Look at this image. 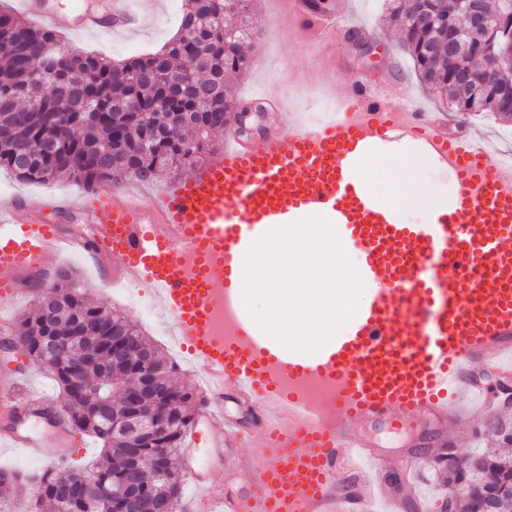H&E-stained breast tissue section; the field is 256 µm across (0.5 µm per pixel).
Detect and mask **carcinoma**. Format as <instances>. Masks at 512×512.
<instances>
[{"label": "carcinoma", "instance_id": "obj_1", "mask_svg": "<svg viewBox=\"0 0 512 512\" xmlns=\"http://www.w3.org/2000/svg\"><path fill=\"white\" fill-rule=\"evenodd\" d=\"M238 6L227 0H185L180 32L160 51L112 61L92 51L70 53L58 35L8 11H0V167L23 181L73 178L92 190L117 176L151 183L164 174L196 162L212 147L210 134L235 123L230 107L236 100L227 79L249 68L242 48L258 36L250 22L251 0ZM495 23L512 25V9L502 0H481ZM390 19L401 34L400 48L410 58L423 84L448 100L455 111L491 112L504 119L512 111L498 98L460 86L462 73L478 62L482 48L475 41L448 53V35L438 24L419 25L406 0H395ZM205 87L222 90L208 100L177 96L173 87L186 72ZM55 299L36 296L31 312L12 326L14 348L47 370L62 389L70 433L95 438L104 458L86 466L65 465L40 475L0 471V512H11L10 500L24 483L37 486L31 512L48 503L53 512H118L123 500L138 498L137 512H158L178 503L182 473L172 456L192 425L193 392L171 381L175 365L124 315L85 299L76 275L59 270ZM129 336L131 356L112 359V328ZM55 355H46L49 340ZM153 356L152 377L161 390L141 396L143 408L166 421L170 432L161 440L167 455L159 473L145 448L137 461L131 441L112 432V418L126 413L125 398L137 390L138 356ZM448 493L458 496V512H477L481 490L498 488L497 512H512V457L477 450L450 452L444 459ZM137 464L139 484L128 486L127 471ZM98 480L87 485L85 470Z\"/></svg>", "mask_w": 512, "mask_h": 512}]
</instances>
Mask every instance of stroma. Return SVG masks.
<instances>
[{
  "instance_id": "35a3bbf8",
  "label": "stroma",
  "mask_w": 512,
  "mask_h": 512,
  "mask_svg": "<svg viewBox=\"0 0 512 512\" xmlns=\"http://www.w3.org/2000/svg\"><path fill=\"white\" fill-rule=\"evenodd\" d=\"M275 0H255L253 24L259 32L257 40L247 48L250 60L248 72L232 85L238 102H245L255 91L272 84L278 87L288 103L300 112H317L323 105L322 85L345 83L363 76L372 77L387 90H400L411 95L433 114L441 117L452 132L462 130L488 137L496 152L512 148L504 132L512 128V122L497 116L480 114L463 116L450 111L432 91L418 81L406 56L399 47L400 34L387 21L390 0H336L338 12L350 15L361 24L358 36L375 46L374 61L357 58L346 30L338 32V46L343 64L336 71H328L316 63L321 49L312 41L310 33L291 30L288 22H271ZM183 0H158L157 8L147 11L144 27L127 32L102 33L97 35H71L70 48L96 52L111 60H124L155 52L164 45L178 28ZM83 184L61 179L53 182H32L17 179L11 172L0 170V199L20 201L22 209L32 219L54 220L53 207L56 202H66L71 211H79L85 201ZM73 269L86 297L103 303L135 322L145 334L154 339L162 349H169L167 337L158 335L156 327L166 318L157 303H150V318H143L138 309L127 305L123 296L114 294L111 284L101 279L102 273L111 272V265H100L94 254L75 248L50 257L39 272L19 277L16 296L0 312L7 320L31 309L37 292L51 286L59 268ZM17 369L25 386L52 398L56 408H63L65 401L57 383L47 371L33 364L21 351L0 353V369ZM487 389L484 411L478 417L477 429L455 423L445 431H438L431 424L414 430L396 429L380 424H365L364 432L381 451L398 447L405 448L417 462L416 496L406 504L405 512H442L446 488L433 464L438 449L452 446L460 451L474 448H490L494 440L487 428L491 413L498 407L495 397L499 386L497 376L491 372L480 375ZM57 453L50 438H43L40 447L20 449L0 447V469L21 473H39L49 467L50 459Z\"/></svg>"
}]
</instances>
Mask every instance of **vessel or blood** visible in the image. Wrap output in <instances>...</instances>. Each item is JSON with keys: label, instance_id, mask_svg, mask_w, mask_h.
<instances>
[{"label": "vessel or blood", "instance_id": "obj_1", "mask_svg": "<svg viewBox=\"0 0 512 512\" xmlns=\"http://www.w3.org/2000/svg\"><path fill=\"white\" fill-rule=\"evenodd\" d=\"M298 31L324 36L332 17L309 14L304 0H281ZM30 22L68 17L77 34L139 29V0L103 13L68 11L63 0H18ZM336 112L316 126L295 121L276 88L261 102L280 115L273 135L224 134L214 160L175 182L150 204L102 185L71 234L0 205V299L20 272L75 243L117 260L114 280L150 281L181 346L204 370L202 405L181 450L196 493L194 512H399L415 484L392 490L385 467L410 470L408 456H383L362 431L370 421L410 427L457 416L475 419L484 387L475 370L512 373V166L490 158V144L451 134L410 97L355 80L331 85ZM401 133L425 143L458 178L452 210L430 224H398L350 177L367 142ZM326 210L360 242L375 284L351 333L321 358L283 361L251 336L224 342L212 330L236 283L238 259L262 228L295 213ZM330 385L310 401L305 380ZM233 390L247 423L224 414ZM475 404L456 414L459 400ZM31 397L20 380H0V413L16 418ZM263 446L243 451L246 434ZM231 452L230 466L202 465L204 449Z\"/></svg>", "mask_w": 512, "mask_h": 512}]
</instances>
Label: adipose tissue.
I'll return each mask as SVG.
<instances>
[{
	"mask_svg": "<svg viewBox=\"0 0 512 512\" xmlns=\"http://www.w3.org/2000/svg\"><path fill=\"white\" fill-rule=\"evenodd\" d=\"M444 174V166L409 144L390 148L367 144L351 165L356 184L375 203L387 206L401 224H427L448 211Z\"/></svg>",
	"mask_w": 512,
	"mask_h": 512,
	"instance_id": "1",
	"label": "adipose tissue"
}]
</instances>
